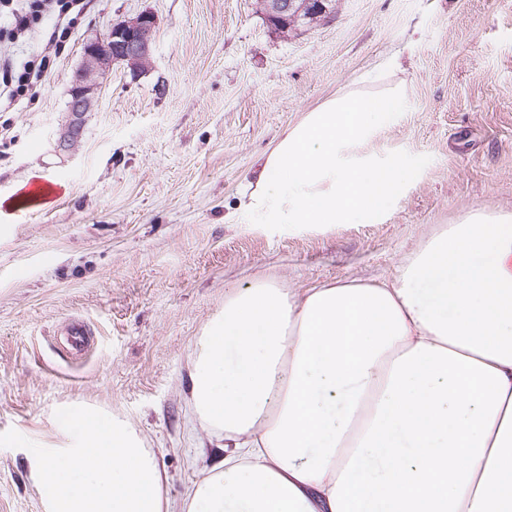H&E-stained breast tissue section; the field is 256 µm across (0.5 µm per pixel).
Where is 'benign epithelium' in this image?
Segmentation results:
<instances>
[{
  "instance_id": "1",
  "label": "benign epithelium",
  "mask_w": 512,
  "mask_h": 512,
  "mask_svg": "<svg viewBox=\"0 0 512 512\" xmlns=\"http://www.w3.org/2000/svg\"><path fill=\"white\" fill-rule=\"evenodd\" d=\"M312 0H261L268 22L281 26L297 25L303 13L311 9ZM157 21L150 12L118 22L105 33L85 42L79 67L73 74L68 105L69 120L57 144L66 153L78 138L82 119L98 103V92L112 65L124 63L134 71L148 68L153 54Z\"/></svg>"
}]
</instances>
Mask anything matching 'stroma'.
I'll return each instance as SVG.
<instances>
[{"mask_svg":"<svg viewBox=\"0 0 512 512\" xmlns=\"http://www.w3.org/2000/svg\"><path fill=\"white\" fill-rule=\"evenodd\" d=\"M283 34L259 0H90L34 108H0V512H43L33 448L84 401L127 420L171 512L224 455L187 399L196 340L234 289L379 282L467 213L512 212V0H335ZM152 12L147 71L113 65L56 149L84 43ZM404 82L357 148L416 176L375 224H253L246 179L278 135L346 89ZM62 185L23 199L34 176ZM92 345L73 353L66 326Z\"/></svg>","mask_w":512,"mask_h":512,"instance_id":"stroma-1","label":"stroma"}]
</instances>
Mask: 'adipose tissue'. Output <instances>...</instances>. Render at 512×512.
<instances>
[{
	"instance_id": "ef3b65f1",
	"label": "adipose tissue",
	"mask_w": 512,
	"mask_h": 512,
	"mask_svg": "<svg viewBox=\"0 0 512 512\" xmlns=\"http://www.w3.org/2000/svg\"><path fill=\"white\" fill-rule=\"evenodd\" d=\"M404 94L343 91L286 129L245 187L249 218H377L414 172L353 148ZM188 392L224 457L182 512H512V213H468L390 280L225 296ZM54 430L32 455L44 512H170L126 420L72 403Z\"/></svg>"
}]
</instances>
